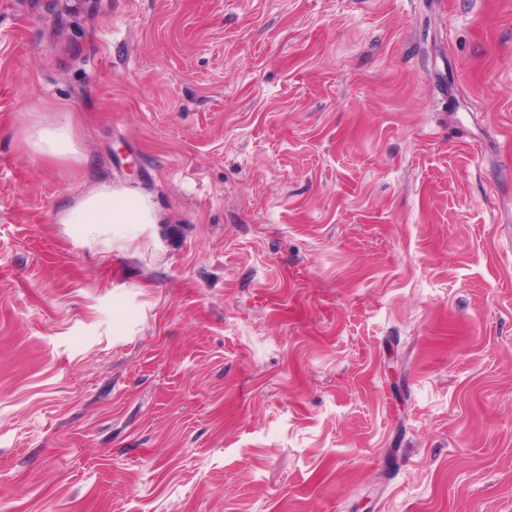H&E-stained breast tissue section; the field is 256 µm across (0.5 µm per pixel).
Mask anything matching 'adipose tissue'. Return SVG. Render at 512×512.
<instances>
[{"label": "adipose tissue", "instance_id": "1", "mask_svg": "<svg viewBox=\"0 0 512 512\" xmlns=\"http://www.w3.org/2000/svg\"><path fill=\"white\" fill-rule=\"evenodd\" d=\"M24 144L28 152L38 159H59L73 149L72 123L68 120L36 123L27 129ZM160 220L156 207L139 191L109 185L89 193L57 218L61 224H109L129 237L135 236L140 225L156 224Z\"/></svg>", "mask_w": 512, "mask_h": 512}]
</instances>
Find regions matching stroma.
I'll use <instances>...</instances> for the list:
<instances>
[{
	"label": "stroma",
	"mask_w": 512,
	"mask_h": 512,
	"mask_svg": "<svg viewBox=\"0 0 512 512\" xmlns=\"http://www.w3.org/2000/svg\"><path fill=\"white\" fill-rule=\"evenodd\" d=\"M0 512H512V0H0ZM24 144L38 159H59L67 152H73L72 121L35 123L26 130ZM161 217L152 202L139 191L121 186L103 185L75 205L62 211L60 224H110L128 237L142 224H158Z\"/></svg>",
	"instance_id": "1"
}]
</instances>
